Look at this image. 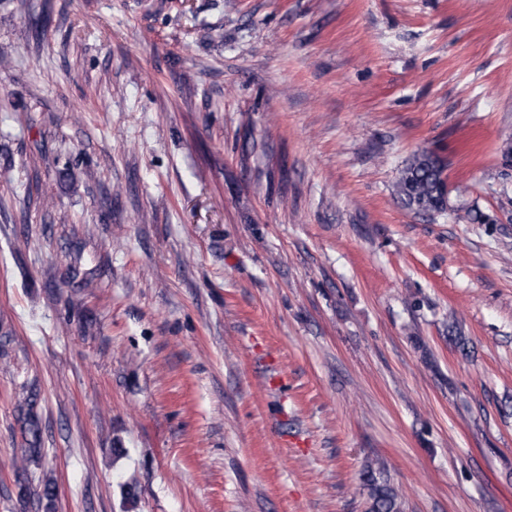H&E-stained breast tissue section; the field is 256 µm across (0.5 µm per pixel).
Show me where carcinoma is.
<instances>
[{"instance_id":"obj_1","label":"carcinoma","mask_w":512,"mask_h":512,"mask_svg":"<svg viewBox=\"0 0 512 512\" xmlns=\"http://www.w3.org/2000/svg\"><path fill=\"white\" fill-rule=\"evenodd\" d=\"M445 166L431 152H420L409 159L400 170L393 185V194L402 207L419 214L434 215L447 211ZM26 434L29 459L40 453L41 430L36 417H26ZM363 490L369 500V512H400L399 491L383 476V467L366 466L361 477ZM56 487L44 482L38 492V502L44 512H52Z\"/></svg>"}]
</instances>
